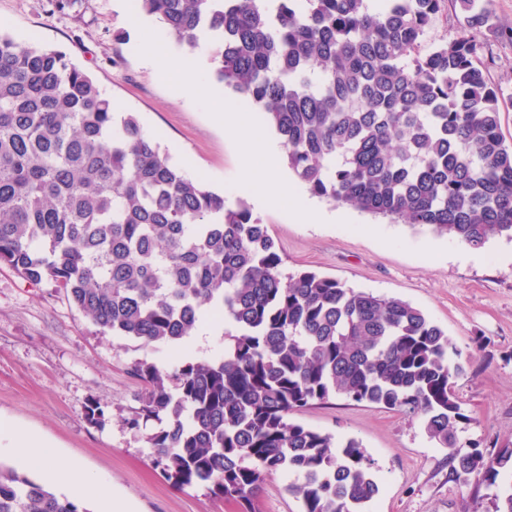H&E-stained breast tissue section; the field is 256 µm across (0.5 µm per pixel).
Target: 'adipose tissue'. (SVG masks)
Returning <instances> with one entry per match:
<instances>
[{
    "mask_svg": "<svg viewBox=\"0 0 512 512\" xmlns=\"http://www.w3.org/2000/svg\"><path fill=\"white\" fill-rule=\"evenodd\" d=\"M136 49L146 59L159 64L163 76L172 83L191 89L200 87L202 68L196 57L189 55L173 60L168 47L153 38L137 44ZM211 106L225 130L239 142L242 185L259 208L283 207L294 217L312 224L335 222V215L319 209L288 184L279 167V147L265 135L251 112L240 103L217 97L212 98ZM0 451L22 466L38 471L49 483L66 486L80 495L95 494L101 512H128L127 504L113 496L102 482L85 475L74 464L63 463L51 446L5 418L0 419Z\"/></svg>",
    "mask_w": 512,
    "mask_h": 512,
    "instance_id": "adipose-tissue-1",
    "label": "adipose tissue"
}]
</instances>
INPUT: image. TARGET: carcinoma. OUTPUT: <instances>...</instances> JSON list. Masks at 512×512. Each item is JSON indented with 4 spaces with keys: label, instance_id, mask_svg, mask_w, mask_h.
I'll return each instance as SVG.
<instances>
[{
    "label": "carcinoma",
    "instance_id": "cac0c4a2",
    "mask_svg": "<svg viewBox=\"0 0 512 512\" xmlns=\"http://www.w3.org/2000/svg\"><path fill=\"white\" fill-rule=\"evenodd\" d=\"M176 44L212 38L217 80L278 133L311 195L480 249L512 241V143L485 73L483 0H453L455 35L424 46L445 0H137ZM0 263L52 281L88 321L145 349L178 345L204 316L234 331L224 356L147 359L128 425L175 486L260 512L269 475L296 476L301 512H367L380 493L359 441L292 419L342 397L422 417L455 480L512 512V448L460 442L461 352L422 310L289 273L268 226L174 166L132 112L115 114L65 53L0 34ZM85 417L105 423L100 402ZM0 512H89L0 466Z\"/></svg>",
    "mask_w": 512,
    "mask_h": 512
}]
</instances>
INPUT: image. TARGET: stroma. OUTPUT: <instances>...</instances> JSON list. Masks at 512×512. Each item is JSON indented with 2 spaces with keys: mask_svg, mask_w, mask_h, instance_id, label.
<instances>
[{
  "mask_svg": "<svg viewBox=\"0 0 512 512\" xmlns=\"http://www.w3.org/2000/svg\"><path fill=\"white\" fill-rule=\"evenodd\" d=\"M137 15L135 0H77L55 13L46 0H0V33L64 51L118 111L137 115L174 165L191 160L189 176L227 202L241 199L237 143L206 103L223 84L210 75L201 90L170 84L133 50ZM482 36L487 78L502 99L501 131L512 142V39L488 29ZM258 215L288 271L400 298L445 329L471 357L455 383L466 416L461 440L490 455L512 446V242L492 240L472 260L465 244L351 208L340 224H298L280 208ZM142 358L165 367L172 350L102 334L53 283L33 284L0 263V418L51 442L62 461L106 482L132 512H238L206 487L173 485L144 431L127 425L144 392L129 368ZM93 398L105 407L104 425L85 417ZM294 419L361 443L381 487L372 512H492L486 490L452 478L446 450L417 418L335 398Z\"/></svg>",
  "mask_w": 512,
  "mask_h": 512,
  "instance_id": "stroma-1",
  "label": "stroma"
}]
</instances>
